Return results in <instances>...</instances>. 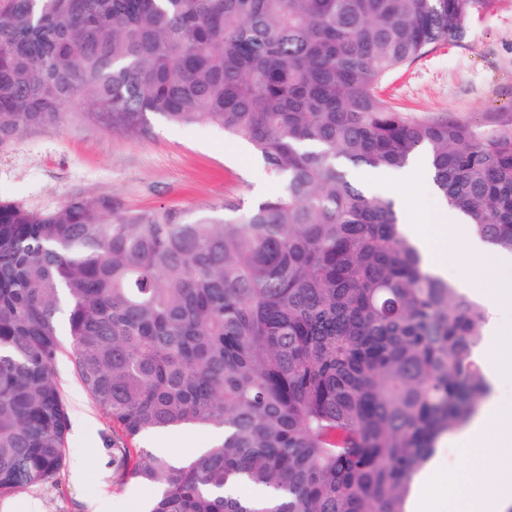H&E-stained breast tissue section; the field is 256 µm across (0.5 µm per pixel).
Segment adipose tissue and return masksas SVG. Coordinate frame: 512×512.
Listing matches in <instances>:
<instances>
[{
	"label": "adipose tissue",
	"instance_id": "1",
	"mask_svg": "<svg viewBox=\"0 0 512 512\" xmlns=\"http://www.w3.org/2000/svg\"><path fill=\"white\" fill-rule=\"evenodd\" d=\"M463 217L441 205L432 213L429 222L408 225L407 230L424 253L431 270L442 274L443 246L455 249L458 262L466 268L458 285L477 287L479 279H492L501 271L512 270V254L493 250L474 232H465L455 238ZM512 305V280L502 288L500 297H487L485 304L490 315L486 327V341L481 352L484 374L493 382L512 374V362L505 353L512 343L503 340L497 315L503 304ZM452 443L470 449L473 460L453 483L442 482L436 467H428L421 474L424 488L418 512H447L449 504H456L457 512H512V422L501 415L496 398H489L482 412L463 428L453 432ZM494 467L496 480H483L481 473Z\"/></svg>",
	"mask_w": 512,
	"mask_h": 512
}]
</instances>
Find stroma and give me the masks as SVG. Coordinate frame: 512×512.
<instances>
[{"instance_id":"1","label":"stroma","mask_w":512,"mask_h":512,"mask_svg":"<svg viewBox=\"0 0 512 512\" xmlns=\"http://www.w3.org/2000/svg\"><path fill=\"white\" fill-rule=\"evenodd\" d=\"M380 96L417 117L441 114L490 131L512 117V0H491L465 23L461 42L441 44L392 73ZM53 130L29 129L0 148V194L32 209L53 210L70 197L109 196L127 209L174 206L202 210L225 201L252 204L274 194L251 145L198 123L163 122L151 135L130 138L82 118ZM55 374L67 404L70 426L66 461L54 482L0 497V512H139L151 498L149 486L125 480L115 433L106 412L86 393L69 358ZM212 430L180 429L138 440V448L173 457H195L210 447Z\"/></svg>"}]
</instances>
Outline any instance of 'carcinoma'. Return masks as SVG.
<instances>
[{
    "label": "carcinoma",
    "mask_w": 512,
    "mask_h": 512,
    "mask_svg": "<svg viewBox=\"0 0 512 512\" xmlns=\"http://www.w3.org/2000/svg\"><path fill=\"white\" fill-rule=\"evenodd\" d=\"M490 0H0V147L81 95L112 130L200 122L281 190L245 206L0 200V496L56 480L71 357L144 512H408L438 439L486 398L485 307L434 276L349 166L429 152L434 183L512 253V118L399 112L384 79ZM217 428L187 465L131 447Z\"/></svg>",
    "instance_id": "cac0c4a2"
}]
</instances>
